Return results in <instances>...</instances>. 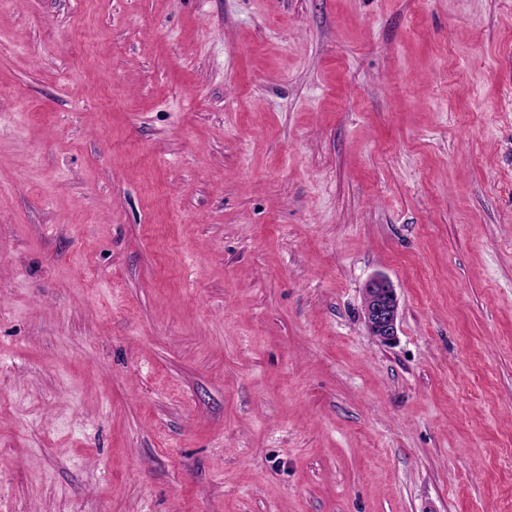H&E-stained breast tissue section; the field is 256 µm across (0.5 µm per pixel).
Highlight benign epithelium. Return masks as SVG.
Returning <instances> with one entry per match:
<instances>
[{
    "label": "benign epithelium",
    "mask_w": 512,
    "mask_h": 512,
    "mask_svg": "<svg viewBox=\"0 0 512 512\" xmlns=\"http://www.w3.org/2000/svg\"><path fill=\"white\" fill-rule=\"evenodd\" d=\"M363 299L369 334L383 343L393 342L398 336L400 300L390 279L372 276L364 285Z\"/></svg>",
    "instance_id": "7a95c632"
}]
</instances>
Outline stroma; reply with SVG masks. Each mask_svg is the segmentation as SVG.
I'll return each instance as SVG.
<instances>
[{
	"instance_id": "1",
	"label": "stroma",
	"mask_w": 512,
	"mask_h": 512,
	"mask_svg": "<svg viewBox=\"0 0 512 512\" xmlns=\"http://www.w3.org/2000/svg\"><path fill=\"white\" fill-rule=\"evenodd\" d=\"M510 54L512 0H0V512H512ZM364 314L368 332L383 343L398 336L400 300L390 279L383 274L372 276L364 285Z\"/></svg>"
}]
</instances>
